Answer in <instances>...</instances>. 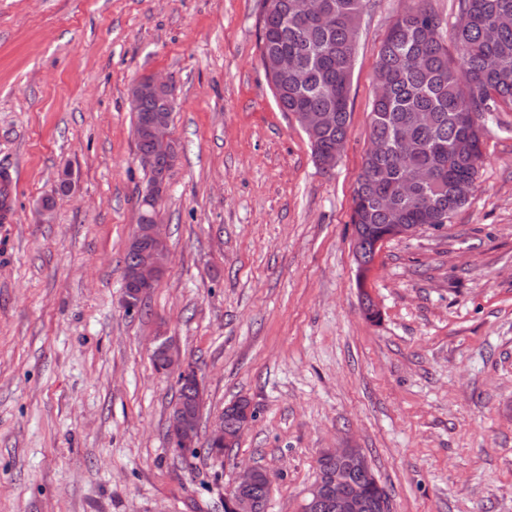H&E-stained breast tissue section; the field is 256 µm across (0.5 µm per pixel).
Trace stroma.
Wrapping results in <instances>:
<instances>
[{"label":"stroma","instance_id":"stroma-1","mask_svg":"<svg viewBox=\"0 0 512 512\" xmlns=\"http://www.w3.org/2000/svg\"><path fill=\"white\" fill-rule=\"evenodd\" d=\"M264 0H0V512H224L240 468L300 512L321 449L368 459L391 512H512V106L482 118L471 201L387 242L362 311L352 196L374 68L417 0H364L350 130L315 163L260 62ZM172 78L170 263L128 313L123 256L147 178L131 82ZM78 189L59 194L64 166ZM51 196L49 223L34 207ZM176 343L207 389L195 455L168 443ZM256 418L223 465L210 422Z\"/></svg>","mask_w":512,"mask_h":512}]
</instances>
